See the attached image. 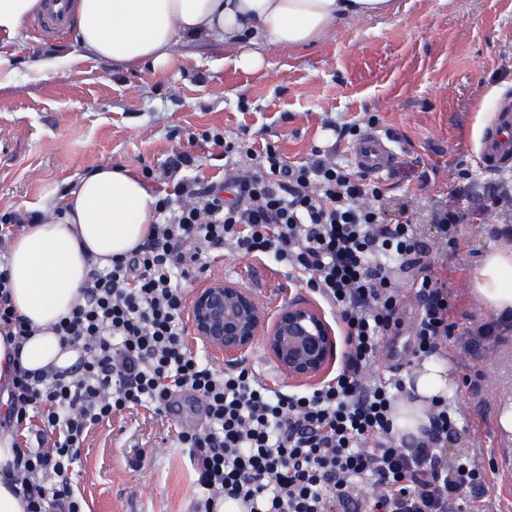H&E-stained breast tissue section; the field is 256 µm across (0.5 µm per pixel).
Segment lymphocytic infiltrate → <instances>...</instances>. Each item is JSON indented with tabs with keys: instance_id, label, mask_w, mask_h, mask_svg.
<instances>
[{
	"instance_id": "lymphocytic-infiltrate-1",
	"label": "lymphocytic infiltrate",
	"mask_w": 512,
	"mask_h": 512,
	"mask_svg": "<svg viewBox=\"0 0 512 512\" xmlns=\"http://www.w3.org/2000/svg\"><path fill=\"white\" fill-rule=\"evenodd\" d=\"M207 142L224 151L223 180L189 176L195 154L174 153L147 239L93 268L83 304L55 323L76 364L16 377L24 436L14 465L28 512H85L71 475L90 430L182 397L204 415L176 435L196 473V512L224 498L245 512H464L490 478L481 454H449L458 420L447 399L431 401L418 433L398 432L393 409L407 387L372 372L401 331L397 271H415L414 358L439 354L456 327V296L424 265L415 224L386 222L379 180L326 151L293 164L271 143L258 150L221 133ZM226 250L275 257L335 312L346 353L333 377L286 393L248 366L220 373L198 360L185 341L183 283Z\"/></svg>"
}]
</instances>
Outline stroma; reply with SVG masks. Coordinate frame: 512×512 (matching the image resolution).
<instances>
[{
    "instance_id": "1",
    "label": "stroma",
    "mask_w": 512,
    "mask_h": 512,
    "mask_svg": "<svg viewBox=\"0 0 512 512\" xmlns=\"http://www.w3.org/2000/svg\"><path fill=\"white\" fill-rule=\"evenodd\" d=\"M35 13L23 24L14 86L0 90V213L60 209L66 190L98 166L129 167L154 192L166 187L173 153L198 157L194 176H224L222 149L189 145V134L223 132L259 145L273 142L288 161L312 146L334 150L353 165V137L327 127L357 122L388 136L395 156L380 174L387 218L413 213L421 241L435 240V209H476L486 171L478 153L494 101L512 92V0H394L384 16L337 23L306 46L268 44L262 65L241 68L223 43H178L159 66L89 58L70 70L42 74L36 60L79 53L74 32L52 33ZM494 216L457 224V246L433 249L428 261L459 296L463 316L446 349L456 380L451 394L467 424L455 449L512 452V434L495 419L512 403V331L475 341L471 328L493 314L470 292L479 256L496 242ZM220 279L263 294L306 299L274 259L234 252L210 263L187 293ZM190 349L216 370L243 364L289 391L297 382L275 365L262 341L234 357L213 351L194 334ZM480 374L478 389L466 377ZM180 416L137 409L93 430L75 464L73 482L87 512H190L194 473L173 434L193 424Z\"/></svg>"
}]
</instances>
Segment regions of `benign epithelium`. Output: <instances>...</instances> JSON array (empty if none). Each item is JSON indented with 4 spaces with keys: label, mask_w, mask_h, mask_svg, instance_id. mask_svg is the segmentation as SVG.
I'll return each instance as SVG.
<instances>
[{
    "label": "benign epithelium",
    "mask_w": 512,
    "mask_h": 512,
    "mask_svg": "<svg viewBox=\"0 0 512 512\" xmlns=\"http://www.w3.org/2000/svg\"><path fill=\"white\" fill-rule=\"evenodd\" d=\"M191 323L196 336L226 353L264 337L269 352L298 381L321 375L337 355L335 332L312 303L295 301L271 319L251 292L222 281L193 294Z\"/></svg>",
    "instance_id": "obj_1"
}]
</instances>
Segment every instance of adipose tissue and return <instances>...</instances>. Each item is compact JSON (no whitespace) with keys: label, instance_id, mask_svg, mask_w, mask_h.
I'll use <instances>...</instances> for the list:
<instances>
[{"label":"adipose tissue","instance_id":"ef3b65f1","mask_svg":"<svg viewBox=\"0 0 512 512\" xmlns=\"http://www.w3.org/2000/svg\"><path fill=\"white\" fill-rule=\"evenodd\" d=\"M392 0H71L68 19L85 56L120 63L165 62L177 40L211 38L239 50V63L257 67L268 43L304 45L346 19L388 14ZM155 197L131 168L104 164L79 178L64 196L62 216L27 226L6 261L12 303L37 333L13 349L0 341V414H9L6 384L16 367L63 370L77 360L52 326L80 299L94 258L129 254L153 221ZM470 285L498 315H512V242L481 256ZM412 379L417 402H403L394 423L403 432L426 424V401L453 387L451 375L423 362Z\"/></svg>","mask_w":512,"mask_h":512}]
</instances>
